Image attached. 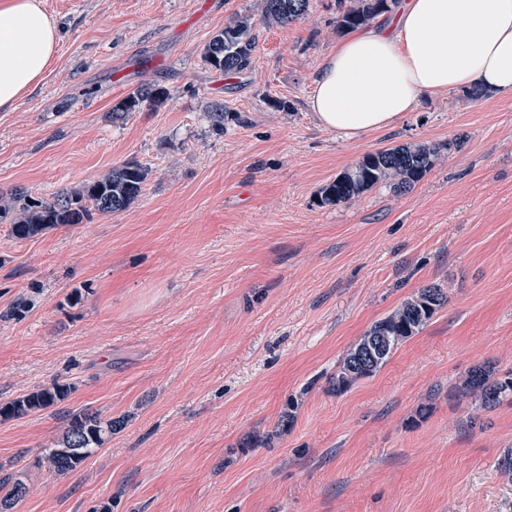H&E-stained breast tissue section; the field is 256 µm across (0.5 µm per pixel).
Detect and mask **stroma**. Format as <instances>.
<instances>
[{
    "mask_svg": "<svg viewBox=\"0 0 512 512\" xmlns=\"http://www.w3.org/2000/svg\"><path fill=\"white\" fill-rule=\"evenodd\" d=\"M43 4L58 52L0 112V191L47 198L131 160L148 178L86 224L17 241L0 223V403L71 387L0 418V463L30 488L14 512H512V399L487 410L462 386L512 372V101L451 90L345 140L308 106L337 0L285 26L263 0ZM240 16L256 45L228 77L202 52ZM147 83L164 103L113 122ZM418 142L441 152L409 193L322 204L366 154ZM430 283L445 306L337 391L360 336ZM83 411L123 426L48 472L42 450ZM70 385L52 382L6 403L0 404V417L26 416L43 411L65 401L70 394Z\"/></svg>",
    "mask_w": 512,
    "mask_h": 512,
    "instance_id": "1",
    "label": "stroma"
}]
</instances>
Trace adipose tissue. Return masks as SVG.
Wrapping results in <instances>:
<instances>
[{
	"instance_id": "ef3b65f1",
	"label": "adipose tissue",
	"mask_w": 512,
	"mask_h": 512,
	"mask_svg": "<svg viewBox=\"0 0 512 512\" xmlns=\"http://www.w3.org/2000/svg\"><path fill=\"white\" fill-rule=\"evenodd\" d=\"M58 44L42 0H0V111L40 84ZM473 86L512 98V0H400L325 58L309 107L322 128L354 140L423 98Z\"/></svg>"
}]
</instances>
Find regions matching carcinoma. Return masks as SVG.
Returning a JSON list of instances; mask_svg holds the SVG:
<instances>
[{"mask_svg":"<svg viewBox=\"0 0 512 512\" xmlns=\"http://www.w3.org/2000/svg\"><path fill=\"white\" fill-rule=\"evenodd\" d=\"M339 4L336 29H359L388 12L394 0H351ZM310 0H264L263 20L287 25L307 15ZM253 22L238 17L224 26L205 46L204 61L224 75H237L251 64L255 47ZM167 91L144 84L112 107V120L120 121L145 105L155 106ZM438 148L425 144H406L365 155L355 165L336 176L321 190V202L345 204L363 193L384 185L396 194L410 192L435 164ZM148 170L136 162L110 169L99 179L78 190H66L52 199L35 198L16 189L0 195V220L10 219L9 236L15 240L36 237L48 229L65 224H82L93 213L126 210L140 195ZM447 303V294L438 284L421 287L388 316L376 321L344 357L336 372L334 386L342 392L358 380L376 373L406 339L420 332L433 315ZM467 392L491 408L512 398V374L497 377L483 368L470 370L464 380ZM71 387L52 382L6 403L0 404V417L26 416L65 401ZM121 422L101 418L96 412L71 416L66 433L44 449L41 465L49 472L66 474L92 457L112 437ZM0 512H10L29 492L27 483L11 473L0 478Z\"/></svg>","mask_w":512,"mask_h":512,"instance_id":"obj_1","label":"carcinoma"}]
</instances>
